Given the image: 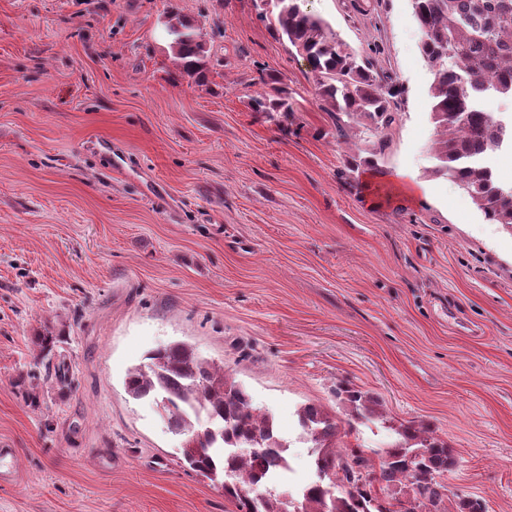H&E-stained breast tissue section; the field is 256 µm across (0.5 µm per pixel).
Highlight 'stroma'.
<instances>
[{
    "label": "stroma",
    "mask_w": 512,
    "mask_h": 512,
    "mask_svg": "<svg viewBox=\"0 0 512 512\" xmlns=\"http://www.w3.org/2000/svg\"><path fill=\"white\" fill-rule=\"evenodd\" d=\"M260 0H0V512H234L129 369L185 343L294 438L337 381L426 420L452 491L512 512V229L433 174L409 0H305L405 89L383 151L344 143ZM198 27L180 76L167 11ZM277 78L289 111L250 101ZM414 197L377 193L395 172ZM56 336L44 376L43 334Z\"/></svg>",
    "instance_id": "obj_1"
}]
</instances>
